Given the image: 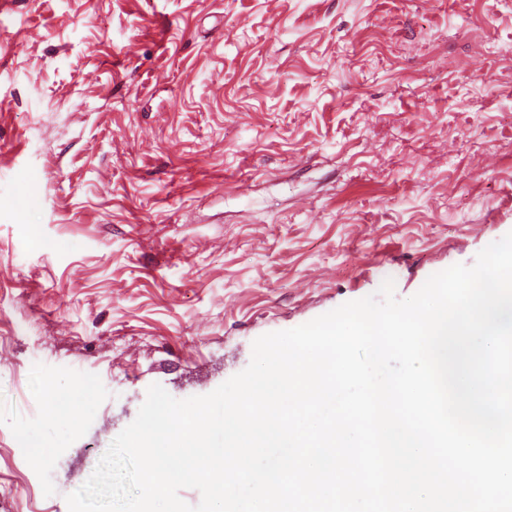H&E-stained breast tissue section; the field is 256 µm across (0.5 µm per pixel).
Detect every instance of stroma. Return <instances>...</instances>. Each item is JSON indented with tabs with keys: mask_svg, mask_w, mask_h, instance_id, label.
<instances>
[{
	"mask_svg": "<svg viewBox=\"0 0 512 512\" xmlns=\"http://www.w3.org/2000/svg\"><path fill=\"white\" fill-rule=\"evenodd\" d=\"M510 232L512 0H0V512Z\"/></svg>",
	"mask_w": 512,
	"mask_h": 512,
	"instance_id": "obj_1",
	"label": "stroma"
}]
</instances>
